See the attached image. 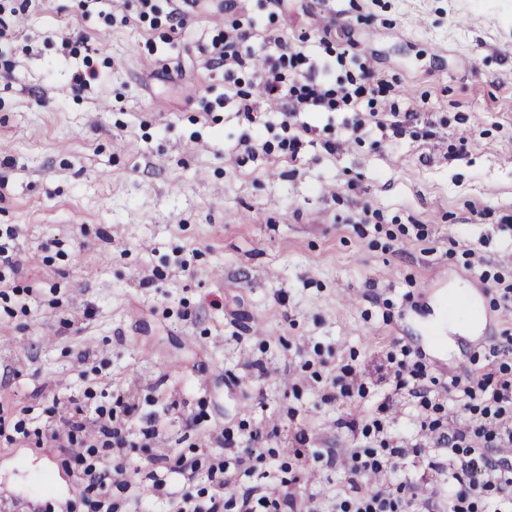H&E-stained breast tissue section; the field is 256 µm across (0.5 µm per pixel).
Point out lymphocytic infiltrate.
Segmentation results:
<instances>
[{"label": "lymphocytic infiltrate", "instance_id": "f902f5d3", "mask_svg": "<svg viewBox=\"0 0 512 512\" xmlns=\"http://www.w3.org/2000/svg\"><path fill=\"white\" fill-rule=\"evenodd\" d=\"M256 76L266 97L289 100L295 112L351 106L372 91L370 84L350 81L338 84L336 90H325L310 75L300 88L286 89L269 58ZM392 374L395 389H409L426 410L421 428L432 434L434 447L448 452L447 461L431 465L448 484V512H512V459L501 454L502 449L512 447V373L503 367L479 376H453L445 391L450 400L462 403L466 414L462 425L454 429L444 427L439 417L442 403L431 400L429 389L420 382L421 372L411 368L407 359H399ZM132 415L129 409L118 415L84 405L46 429L47 439L81 466L79 500L86 512H118L113 490L126 491L133 484L131 465L124 458ZM221 442L224 454L204 448L199 455L181 458L176 468L187 481L206 470L210 487L198 495L168 491L166 477L149 473L163 512H281L279 499L265 489H232L231 468L248 470L263 479L267 476L264 459L251 449L235 448L231 435H222ZM405 455L402 448L353 450L348 465L359 481L349 493L337 495L336 512H417L422 496L413 479L393 483L384 478Z\"/></svg>", "mask_w": 512, "mask_h": 512}]
</instances>
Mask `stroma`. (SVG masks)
Segmentation results:
<instances>
[{"instance_id":"stroma-1","label":"stroma","mask_w":512,"mask_h":512,"mask_svg":"<svg viewBox=\"0 0 512 512\" xmlns=\"http://www.w3.org/2000/svg\"><path fill=\"white\" fill-rule=\"evenodd\" d=\"M0 26V512L77 499L75 469L18 420L118 400L141 470L123 512L161 508L139 437L153 418L169 463L225 430L265 458L283 512H334L351 474L320 454L372 444L348 420L389 394L392 444L424 440L423 409L380 380L388 353L443 383L512 368L488 344L512 331V0H0ZM235 28L284 86L366 69L394 90L292 116L311 132L291 152L283 108L238 111L255 72L215 58ZM393 108L418 119L328 151L358 112ZM463 291L481 334L448 328ZM346 364L369 396L324 401ZM433 455L400 469L430 476L444 512Z\"/></svg>"}]
</instances>
